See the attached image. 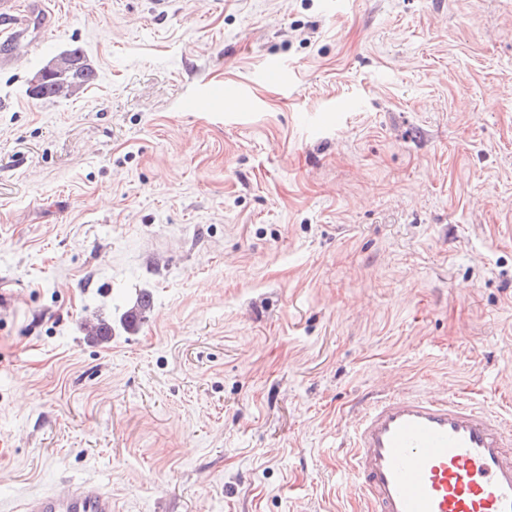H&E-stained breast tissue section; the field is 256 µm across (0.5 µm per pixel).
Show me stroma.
Returning <instances> with one entry per match:
<instances>
[{
  "label": "stroma",
  "mask_w": 512,
  "mask_h": 512,
  "mask_svg": "<svg viewBox=\"0 0 512 512\" xmlns=\"http://www.w3.org/2000/svg\"><path fill=\"white\" fill-rule=\"evenodd\" d=\"M14 2L0 512H354L367 392L512 411V0ZM75 47L95 83L28 96ZM71 51L75 54H80L84 57L85 61L87 62V67H78L75 68L71 74H70V82L73 85L72 90L61 92V87L57 80L54 77H50L46 80V82L40 87V89L34 94L31 90V87H37L39 86L45 79L46 76L49 75V70L47 69L50 64L52 63L53 58L56 56L51 57L49 60H47L39 69H47L40 72L35 73L32 78L29 80V89L28 94L30 97H34L40 100H55L62 96L71 95L78 90L84 89L88 87L90 84L94 82L97 76L96 69L92 66V64L89 62L87 57L84 55L83 51L80 48H75L72 50H65L62 52ZM31 86V87H30ZM20 512H113L112 494L102 487L70 483L23 500Z\"/></svg>",
  "instance_id": "obj_1"
}]
</instances>
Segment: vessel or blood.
<instances>
[{
  "label": "vessel or blood",
  "mask_w": 512,
  "mask_h": 512,
  "mask_svg": "<svg viewBox=\"0 0 512 512\" xmlns=\"http://www.w3.org/2000/svg\"><path fill=\"white\" fill-rule=\"evenodd\" d=\"M340 446L357 512H512V416L465 393L364 397ZM19 512H112V495L70 483Z\"/></svg>",
  "instance_id": "1"
}]
</instances>
